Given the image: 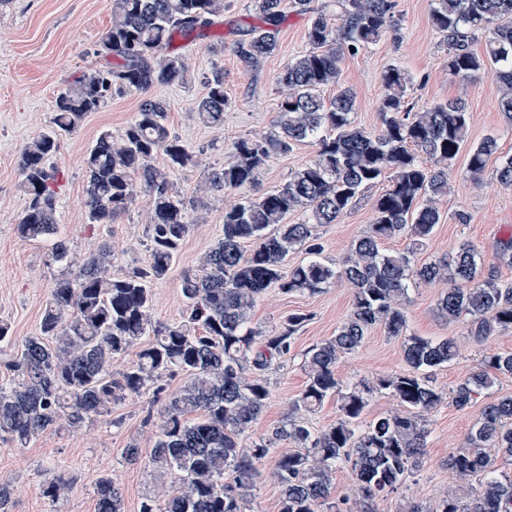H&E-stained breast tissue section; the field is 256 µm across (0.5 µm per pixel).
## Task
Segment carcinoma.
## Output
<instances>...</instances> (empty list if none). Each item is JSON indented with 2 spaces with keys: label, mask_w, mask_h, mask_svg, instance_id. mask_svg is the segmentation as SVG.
<instances>
[{
  "label": "carcinoma",
  "mask_w": 512,
  "mask_h": 512,
  "mask_svg": "<svg viewBox=\"0 0 512 512\" xmlns=\"http://www.w3.org/2000/svg\"><path fill=\"white\" fill-rule=\"evenodd\" d=\"M333 2L340 23L333 24L324 10L311 16L309 50L289 61L279 76L287 93L277 104L276 132L234 142L224 166L209 174V188L224 193L254 186L271 155L286 153L298 142H314L315 157L287 182L224 209L222 234L199 270L183 276V321L164 324L152 315L150 283L168 273L190 231L188 204L174 191L169 172L191 160L167 126V104L143 100L132 122L117 134L101 131L85 158L88 226L112 223L139 190L151 198L149 262L143 268L112 276V247L106 240L81 260L73 256L68 241L57 236L56 171L49 162L60 138L112 94L186 83V59L169 52L170 45L177 36L224 41L213 26L225 4L112 0V25L96 50L107 63L83 72L58 93L52 125L21 152L26 209L18 232L28 240L51 242L52 260L66 272L54 282L38 335L21 340L19 357L9 364L21 382L0 385L1 438L24 448L63 422L81 427L109 416L112 405L128 394L159 400L164 379L180 373L186 381L165 400L150 464L159 477L175 475L181 487L163 499L145 497L139 512H250L260 466L283 441L295 450L279 455L272 472L281 512H377L376 500L397 491L404 475L422 464L427 415L444 399L432 369L450 362L457 346L450 337L406 334L402 301L412 284L447 282L439 313L450 322L466 320L469 335L480 342L496 331L512 332V283L485 272L482 251L469 241L449 258L416 262L415 248L441 221L435 199L447 193L448 169L467 141L470 114L461 98L412 111L406 102L411 77L392 64L382 74L380 131L355 125V97L340 83V56L378 42L395 27L394 3ZM256 9L261 26L240 31L233 45L251 65L276 50L285 0H256ZM431 24L447 41L448 72L463 81L491 74L502 90L500 112L512 125V0H434ZM478 35L484 38L481 52L471 48ZM204 85L198 115L207 125H221L232 104L224 70L214 69ZM497 151L492 137L470 147L467 173L480 176ZM421 153L434 165H424ZM159 154L166 158L165 170L154 165ZM496 176L512 190V156L499 160ZM382 180L389 185L373 202L374 223L348 256L325 261L315 226L336 223L365 189ZM295 212L301 221L288 223ZM406 232L413 247L382 249L384 241ZM247 243L252 244L248 253ZM299 249L310 259L283 271L288 254ZM338 282L352 290L351 313L334 336L305 353L307 381L294 409L314 412L335 397L339 417L316 430L289 416L271 434L243 447L241 436L270 398L262 374L288 355L293 336L310 318L292 313L278 331L262 336L249 327L251 309L269 288L315 295ZM377 325L403 338L407 370L343 384L336 375L338 360L358 349ZM137 345L136 360L112 377V359ZM501 375H512V352L483 356L477 371L451 389L449 399L463 409ZM376 392L394 397L401 411L365 419ZM497 451L512 455V395L486 403L466 446L448 456L461 495H446L434 504L414 501L407 512H512V479L494 474ZM338 463L351 466L357 486L353 499L331 500ZM475 477L480 478L476 489L470 486ZM68 489L61 475L43 484L44 496L52 500ZM95 498L96 512H124L122 490L110 476L97 481Z\"/></svg>",
  "instance_id": "cac0c4a2"
}]
</instances>
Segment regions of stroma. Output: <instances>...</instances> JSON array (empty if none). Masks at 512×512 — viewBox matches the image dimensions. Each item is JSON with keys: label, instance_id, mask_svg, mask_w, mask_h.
<instances>
[{"label": "stroma", "instance_id": "stroma-1", "mask_svg": "<svg viewBox=\"0 0 512 512\" xmlns=\"http://www.w3.org/2000/svg\"><path fill=\"white\" fill-rule=\"evenodd\" d=\"M394 3L396 29L357 54H343L339 62L341 83L355 95V124L372 133L380 129L384 95L381 74L387 66L397 64L413 78L407 99L416 110L452 98L464 99L470 112L469 142L492 136L499 156H511L512 126L498 110L496 81L487 73L468 82L449 74L446 47L430 23L433 0ZM111 21V0H5L0 5V319L11 324L14 336L13 342L0 343V384L18 381L17 372L8 367L16 357V343L38 333L50 289L60 273L46 243L27 241L18 234L17 225L25 210L20 155L32 138L51 126L57 94L87 68L100 64L96 50ZM308 22V15L287 10L276 52L253 67L234 53V38L229 34L220 44L209 38L177 44V51L185 55L190 67L188 83L157 87L146 94L131 91L113 95L107 107L89 113L75 132L61 138L55 157L59 230L79 257L101 240H108L114 249L113 276L126 275L149 260V202L136 197L113 223L88 228L84 157L100 131L120 132L134 118L144 97L167 102L168 125L194 157L193 164L170 175L175 190L190 202L192 228L167 276L151 286L156 321H182L185 302L181 279L184 273L199 268L202 257L222 233L225 206L240 197L236 191L212 192L208 175L229 158L235 141L272 132L277 102L284 91L278 76L291 59L307 50ZM216 66L224 70V86L232 105L224 113L223 125L211 127L199 119L197 103L206 77ZM315 154V145L305 141L289 152L272 155L254 193L284 183ZM496 167V159L489 160L475 180L467 173L464 158H457L448 176V192L436 200L442 221L418 251V262L450 256L459 242L467 240L481 249L487 271L501 281L512 282V267L501 264L494 250L496 240L512 232V190L500 186ZM382 190L379 184L369 187L361 201L336 223L319 226L326 258L336 261L348 253L372 223L373 201ZM441 291L438 285L411 286L404 311L408 334L456 339V357L433 373L436 386L446 391L476 371L483 353L512 352V333L497 332L483 342H474L465 321L451 323L439 314ZM351 306V290L341 284L319 295H285L272 288L257 300L250 325L262 333L272 332L292 313H306L310 319L296 336L290 353L266 372L271 396L253 423L248 440L271 433L291 414L316 429L335 422L336 399L327 400L311 413L293 410L292 403L307 381L305 351L334 336ZM401 344V339L387 336L382 327L373 328L353 354L339 360L338 378L353 383L403 371L406 363ZM481 409L478 402L460 409L447 400L428 415L423 463L405 475L397 492L379 502L380 512H406L412 500L425 502L457 492L459 481L448 467V456L465 446ZM160 413V404L150 396L130 395L113 406L110 417L79 428L61 427L39 436L27 447L0 440V483L13 489L12 512H96L94 485L105 474L122 488L125 512H139L144 496L178 491L177 479L171 475L156 477L149 462ZM132 442L142 450L135 464L123 457L124 448ZM52 472L65 473L71 481L69 491L56 500L42 492L44 477Z\"/></svg>", "mask_w": 512, "mask_h": 512}]
</instances>
